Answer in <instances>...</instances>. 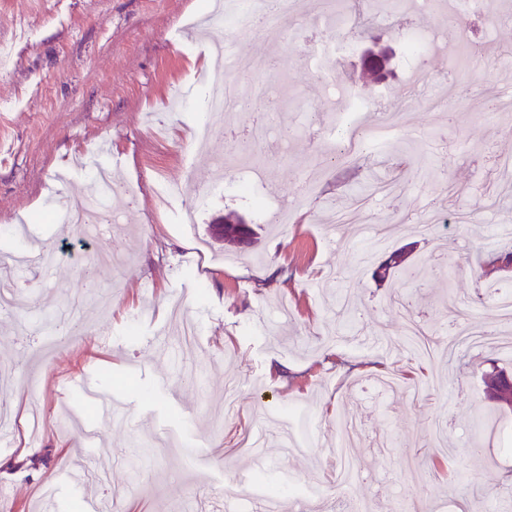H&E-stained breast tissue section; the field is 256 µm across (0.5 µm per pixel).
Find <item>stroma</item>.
Returning a JSON list of instances; mask_svg holds the SVG:
<instances>
[{
    "instance_id": "obj_1",
    "label": "stroma",
    "mask_w": 512,
    "mask_h": 512,
    "mask_svg": "<svg viewBox=\"0 0 512 512\" xmlns=\"http://www.w3.org/2000/svg\"><path fill=\"white\" fill-rule=\"evenodd\" d=\"M217 0H0V254L49 251L50 266L15 264L5 276L18 305L0 312V417L12 424L0 458L33 451L30 464L0 469V512H41L43 491L63 466L101 471L64 489L59 512L114 499L119 512H256L265 481L302 496L304 512H331L333 448L341 424L359 438L349 453L363 478L351 496L369 512H466L474 500L512 512V409L495 410L482 375L512 367L493 347L439 352L453 314L466 308L477 330L512 338L485 281L472 267L512 250V0H491L489 22L465 16L449 28L443 7L407 0L374 24L394 51L379 84L358 55L311 67L301 44L319 19L288 20L264 39L235 37L241 67L220 69L197 36ZM469 27L479 55L449 64L430 54L409 69L405 41L441 31L455 44ZM336 75L321 84L319 70ZM222 76L241 99L256 84L285 90L268 122L291 131L287 154L270 145L210 146L226 168L194 155L204 93ZM417 82L433 85L422 105L402 102ZM401 112L382 151L338 158L336 107L344 94ZM180 95L184 109L170 111ZM462 96L448 116L443 101ZM260 166L255 193L242 190V163ZM112 170L109 201L119 223L97 237L64 224L75 197ZM66 179H59V172ZM177 197L161 203L166 186ZM300 196L295 223L270 224L262 201ZM236 212L259 237L241 249L215 241L212 220ZM408 221L368 249L359 229ZM121 267L95 265L109 241ZM425 258L417 282L375 281L390 252ZM110 294L108 313L97 309ZM357 317L343 316L345 298ZM71 319L75 335L54 353L48 322ZM167 331L165 350L153 347ZM93 371L112 397L110 419L95 409L69 420L81 397L71 379ZM397 386L383 393L380 379ZM35 390H28V380Z\"/></svg>"
}]
</instances>
